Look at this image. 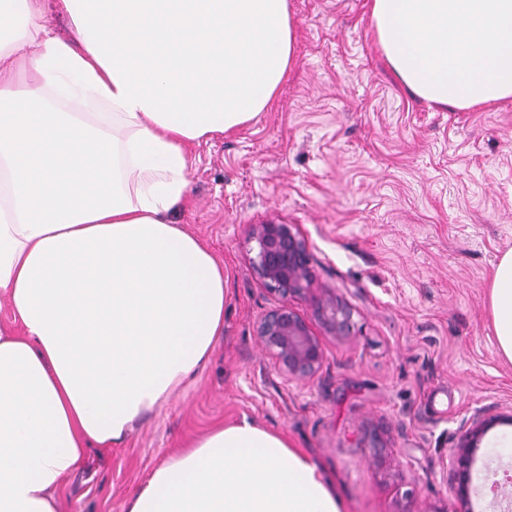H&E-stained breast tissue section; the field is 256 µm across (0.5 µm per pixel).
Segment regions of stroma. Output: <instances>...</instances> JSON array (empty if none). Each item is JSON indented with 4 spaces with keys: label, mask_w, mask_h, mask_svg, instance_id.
Listing matches in <instances>:
<instances>
[{
    "label": "stroma",
    "mask_w": 512,
    "mask_h": 512,
    "mask_svg": "<svg viewBox=\"0 0 512 512\" xmlns=\"http://www.w3.org/2000/svg\"><path fill=\"white\" fill-rule=\"evenodd\" d=\"M295 60L235 133L200 141L193 206L172 215L224 265V334L201 375L116 448L87 449L65 512H120L175 450L243 419L284 433L324 470L344 512H458L451 450L495 419L472 467L473 512L512 494V363L496 347L489 281L512 248V97L441 108L409 93L376 44L371 0H289ZM256 224H289L310 288L292 309L318 336L306 380L257 328L282 303L254 270ZM333 292L354 329L317 317Z\"/></svg>",
    "instance_id": "35a3bbf8"
}]
</instances>
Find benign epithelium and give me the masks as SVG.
<instances>
[{
    "mask_svg": "<svg viewBox=\"0 0 512 512\" xmlns=\"http://www.w3.org/2000/svg\"><path fill=\"white\" fill-rule=\"evenodd\" d=\"M252 235L258 244L255 271L263 283L283 299L277 309L265 316L258 335L273 351L278 367L285 375L309 378L321 365V344L289 304L291 298L309 290V258L305 243L288 224H256ZM317 314L323 325L336 336H347L353 329L350 310L334 293H325ZM498 421V417L474 419L452 449L455 491L463 507L470 501L471 468L478 442Z\"/></svg>",
    "mask_w": 512,
    "mask_h": 512,
    "instance_id": "7a95c632",
    "label": "benign epithelium"
}]
</instances>
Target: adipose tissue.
Listing matches in <instances>:
<instances>
[{"mask_svg": "<svg viewBox=\"0 0 512 512\" xmlns=\"http://www.w3.org/2000/svg\"><path fill=\"white\" fill-rule=\"evenodd\" d=\"M0 0V512H60L66 476L209 362L224 267L175 224L191 144L266 110L293 61L288 0ZM397 80L439 107L512 97V0H372ZM490 306L512 362V249ZM121 512H343L282 433L215 428Z\"/></svg>", "mask_w": 512, "mask_h": 512, "instance_id": "adipose-tissue-1", "label": "adipose tissue"}]
</instances>
